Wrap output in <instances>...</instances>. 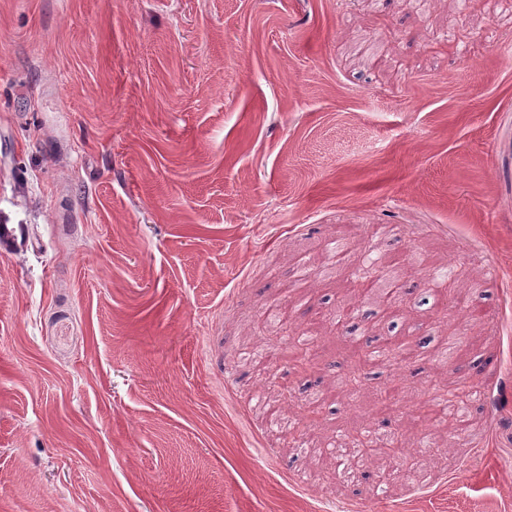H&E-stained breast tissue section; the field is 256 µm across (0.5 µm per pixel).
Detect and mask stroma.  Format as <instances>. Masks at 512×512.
<instances>
[{"mask_svg":"<svg viewBox=\"0 0 512 512\" xmlns=\"http://www.w3.org/2000/svg\"><path fill=\"white\" fill-rule=\"evenodd\" d=\"M1 224L0 512H512V0H0ZM374 246L488 291L435 286L485 396L384 494L296 447L428 429L374 393L432 351L333 391ZM293 340V347L300 352H296L297 359L304 369H311L314 365L315 359V343L316 336L308 334H301L300 336H291Z\"/></svg>","mask_w":512,"mask_h":512,"instance_id":"35a3bbf8","label":"stroma"}]
</instances>
